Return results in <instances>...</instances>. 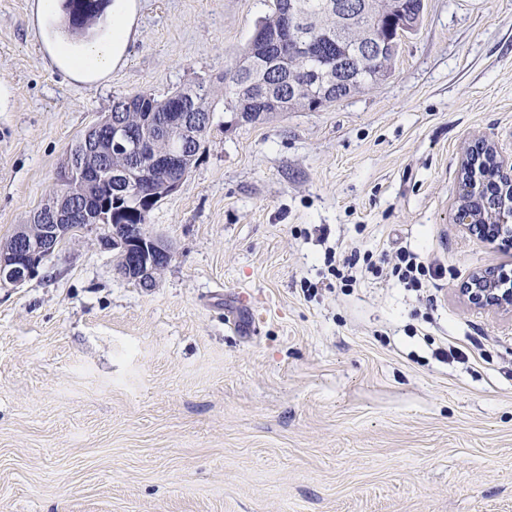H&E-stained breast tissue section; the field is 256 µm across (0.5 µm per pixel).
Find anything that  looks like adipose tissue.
<instances>
[{
	"label": "adipose tissue",
	"mask_w": 512,
	"mask_h": 512,
	"mask_svg": "<svg viewBox=\"0 0 512 512\" xmlns=\"http://www.w3.org/2000/svg\"><path fill=\"white\" fill-rule=\"evenodd\" d=\"M61 0H38L44 42L53 64L78 81H95L108 75L123 59L134 24L136 0H112L104 34L75 43L58 24Z\"/></svg>",
	"instance_id": "1"
}]
</instances>
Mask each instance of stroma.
I'll use <instances>...</instances> for the list:
<instances>
[{"mask_svg":"<svg viewBox=\"0 0 512 512\" xmlns=\"http://www.w3.org/2000/svg\"><path fill=\"white\" fill-rule=\"evenodd\" d=\"M136 5L123 61L84 83L34 0H0V241L114 101L217 81L272 0ZM475 136L512 150V0H425L389 78L318 111L216 103L150 214L172 246L154 287L85 234L0 288V512H512V316L459 293L512 261L456 218ZM406 243L444 272L427 292L385 260ZM329 246L381 277L341 291Z\"/></svg>","mask_w":512,"mask_h":512,"instance_id":"stroma-1","label":"stroma"}]
</instances>
